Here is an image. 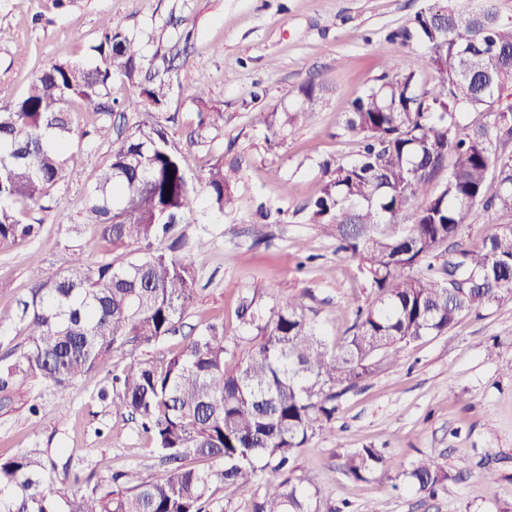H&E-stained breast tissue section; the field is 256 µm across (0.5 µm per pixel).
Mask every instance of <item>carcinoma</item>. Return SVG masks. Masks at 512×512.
Wrapping results in <instances>:
<instances>
[{
	"label": "carcinoma",
	"mask_w": 512,
	"mask_h": 512,
	"mask_svg": "<svg viewBox=\"0 0 512 512\" xmlns=\"http://www.w3.org/2000/svg\"><path fill=\"white\" fill-rule=\"evenodd\" d=\"M388 38L420 47L412 66L395 62L392 76L355 97L344 130L358 157L331 172L310 201L311 220L357 257L374 290L360 306L340 346L321 330L304 296H288L269 315L244 297L237 316L259 341L243 356L224 323L210 322L182 349L144 360L113 379L99 398L138 418L153 450L172 468L146 480L137 469L112 476L119 490L88 485L71 494L47 476L38 452L0 455V512H209L213 478L250 491L258 463L279 472L336 412V390H346L376 358L424 336L439 335L457 319L512 292V226H493L479 249L459 244L473 225L476 204L487 215L512 214V20L498 0L467 9L433 0ZM91 67L55 62L16 101L0 107V246L37 237L14 204L38 202L65 182L66 148L86 136L69 109L81 99L99 118L112 116L109 88L117 74L136 71L135 51L122 32L108 28L92 46ZM162 78L142 95L155 105L166 96ZM325 83L297 89L296 103L280 113L259 112L272 134L307 123ZM481 112L485 120L466 121ZM238 169L217 160L205 177L213 207L235 204ZM171 193H166V188ZM198 196L181 148L162 121H136L99 173L87 196L89 229L109 245L135 243L142 255L124 265H88L75 256L53 278L34 281L14 320L27 343L0 362V408L27 381H45L63 399L81 376L127 344H152L176 332L192 304L196 275L176 254L183 245L157 243L189 223ZM456 256L436 266L442 249ZM219 459L213 475L193 466ZM348 478L367 481L402 463L379 448L339 457ZM418 492L433 496L448 470L419 460L404 473ZM247 512H319L318 493L289 479H270L250 498Z\"/></svg>",
	"instance_id": "1"
}]
</instances>
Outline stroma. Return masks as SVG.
Listing matches in <instances>:
<instances>
[{
	"label": "stroma",
	"instance_id": "35a3bbf8",
	"mask_svg": "<svg viewBox=\"0 0 512 512\" xmlns=\"http://www.w3.org/2000/svg\"><path fill=\"white\" fill-rule=\"evenodd\" d=\"M428 0H0V106L18 99L47 65L92 62L103 26L123 32L137 52L132 78L114 79L111 122H101L84 101L71 110L84 140L68 150V176L25 222L40 224L37 238L0 250V311L15 310L35 278L60 273L73 252L87 264L117 265L140 254L135 244L110 246L91 235L70 234L89 223L86 196L112 161L122 125L136 121L123 103L140 95L147 73L169 83L162 104L142 109L161 117L183 150L185 170L200 183L216 161L239 170L237 204L224 212L201 199L187 241L202 250L185 256L198 274L197 293L178 332L155 345L114 351L75 381L66 400L48 383L23 384L12 405L0 409V453L32 448L55 461L58 486L72 474L111 486L115 472L151 475L161 467L153 445L128 415L99 400L101 389L126 367L179 351L186 338L220 321L228 336L244 328L241 298L262 308L291 294L307 295L330 338L343 342L358 305L373 291L357 260L337 253L309 220L308 201L330 168L354 160L358 144L343 131L351 101L413 53L390 41ZM325 82L322 106L307 124L271 135L257 113L292 105L309 78ZM218 110L224 122L202 125ZM336 417L309 447L298 449L293 476L305 478L324 506L348 512H512V293L462 316L447 333L425 336L376 366L336 399ZM384 448L411 463L429 457L454 481L436 497L403 477L353 481L338 467L342 454ZM498 470L495 483L486 467Z\"/></svg>",
	"mask_w": 512,
	"mask_h": 512
}]
</instances>
